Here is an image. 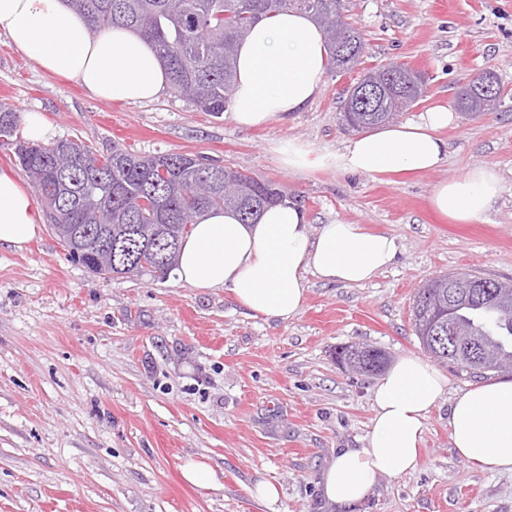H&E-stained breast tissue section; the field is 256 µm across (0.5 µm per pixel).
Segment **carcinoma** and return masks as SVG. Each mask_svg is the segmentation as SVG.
<instances>
[{
  "label": "carcinoma",
  "instance_id": "cac0c4a2",
  "mask_svg": "<svg viewBox=\"0 0 512 512\" xmlns=\"http://www.w3.org/2000/svg\"><path fill=\"white\" fill-rule=\"evenodd\" d=\"M83 15L91 30L99 33L114 25L136 31L157 53L168 72L174 92L193 101L204 112L222 115L235 91L236 52L240 41L259 20L296 9L310 15L321 29L328 50V68L348 71V61L336 53L338 28L348 49L362 52L365 41L359 29L347 21L344 0H67ZM206 39L203 51L195 49L197 36ZM496 99L485 106L459 101L458 110L477 117L493 112ZM388 95L381 93L373 111L348 112L343 120L353 129L370 130L395 122ZM18 115L0 104V134L16 135ZM35 191L46 203L49 228L68 258L95 276L163 279L176 260L159 267L154 251L164 244L179 247L188 235L190 214L224 209L239 214L247 223L288 193L277 183L241 173L242 191L224 197V188L212 187L199 195L195 184L208 168L196 155L164 152L140 155L118 145L108 153L77 139L37 144L19 159ZM160 199L159 210L142 209L138 202L149 189ZM112 239V265L100 272L95 242ZM438 278L417 289L414 309L421 318L434 320L446 314L457 328L460 344L476 341L492 344L499 354L512 358V281L504 288H435ZM437 363L473 377H485L464 353L443 356Z\"/></svg>",
  "mask_w": 512,
  "mask_h": 512
}]
</instances>
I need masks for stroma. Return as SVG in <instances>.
Returning <instances> with one entry per match:
<instances>
[{"label":"stroma","instance_id":"35a3bbf8","mask_svg":"<svg viewBox=\"0 0 512 512\" xmlns=\"http://www.w3.org/2000/svg\"><path fill=\"white\" fill-rule=\"evenodd\" d=\"M347 15L366 65L425 74L428 94L401 122L452 107L466 77L488 68L504 88L498 112L456 114L448 158L430 173L294 172L279 161L281 143L321 155L355 138L337 109L347 76L326 73L319 95L285 120L241 128L169 88L150 103L96 99L0 30V103L39 113L46 142L198 154L286 186L312 227L359 224L399 246L393 266L362 285L306 274L303 310L279 321L173 275L96 277L46 226L24 249L0 245V512H332L321 472L336 449L363 446L377 381L343 372L337 347L423 357L412 306L424 281L456 271L512 279V0H347ZM475 164L496 168L501 192L478 221L452 223L429 194ZM447 378L417 470L381 478L358 512H512V475L472 468L452 450L448 409L473 380ZM191 461L212 468V485L185 480ZM262 480L277 485L275 503L253 497Z\"/></svg>","mask_w":512,"mask_h":512}]
</instances>
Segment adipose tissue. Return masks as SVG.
<instances>
[{"label":"adipose tissue","instance_id":"ef3b65f1","mask_svg":"<svg viewBox=\"0 0 512 512\" xmlns=\"http://www.w3.org/2000/svg\"><path fill=\"white\" fill-rule=\"evenodd\" d=\"M0 29L39 68L101 100L151 102L169 82L139 36L121 26L93 33L66 0H0ZM326 71L323 36L306 14L285 10L263 20L238 46L229 117L240 127L285 119L320 93ZM451 119L447 109L435 108L418 120L354 138L333 154L316 156L291 142L280 149V160L291 171L319 165L373 178L432 171L448 156L439 132ZM500 191L496 169L476 164L436 184L429 203L452 222L469 224ZM40 221L32 195L0 170V244L23 249ZM398 253L395 237L386 232L340 223L311 228L305 210L288 200L249 224L230 211L201 212L182 242L176 273L192 287L224 289L253 315L285 321L304 305L306 273L360 285L392 266ZM447 386V377L422 359L396 360L372 389L374 417L364 447L338 449L321 474L326 506L351 512L381 477L413 472L429 412ZM448 427L463 461L489 473H512V381L479 383L458 393Z\"/></svg>","mask_w":512,"mask_h":512}]
</instances>
